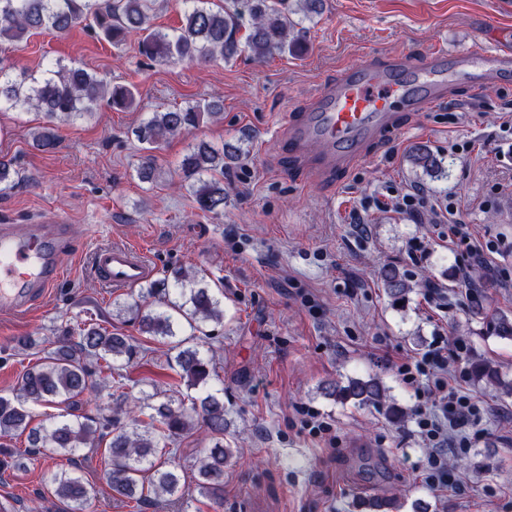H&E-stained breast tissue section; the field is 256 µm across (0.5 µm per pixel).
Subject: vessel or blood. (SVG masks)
Instances as JSON below:
<instances>
[{"label":"vessel or blood","mask_w":512,"mask_h":512,"mask_svg":"<svg viewBox=\"0 0 512 512\" xmlns=\"http://www.w3.org/2000/svg\"><path fill=\"white\" fill-rule=\"evenodd\" d=\"M512 69V44L494 49L474 46L437 52L422 60L379 57L362 61L336 82L323 86L301 112L283 127L290 155L305 157L311 143L324 146L308 158L319 175L340 173L365 154L367 144L396 129L403 112H416L447 98L459 75L478 90ZM74 227L50 217L38 224H0V313L28 312L34 299L57 286L63 274L60 254L73 238ZM92 264L114 288H131L152 272L147 259L126 245L95 249Z\"/></svg>","instance_id":"1"}]
</instances>
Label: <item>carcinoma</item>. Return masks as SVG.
I'll list each match as a JSON object with an SVG mask.
<instances>
[{
	"label": "carcinoma",
	"mask_w": 512,
	"mask_h": 512,
	"mask_svg": "<svg viewBox=\"0 0 512 512\" xmlns=\"http://www.w3.org/2000/svg\"><path fill=\"white\" fill-rule=\"evenodd\" d=\"M102 8L97 0H0V45L21 42L39 30L60 35L78 24L92 19L101 38L115 46L130 38L137 40L138 52L150 61L172 60L208 63L231 60L247 51L256 60L275 54L301 51L304 30L301 13L310 18L321 13L322 0H182L184 12L181 26L164 32L153 23V0H105ZM251 19V28L240 37V20ZM116 110L138 107L134 91L122 84L111 83L78 64L49 62L41 76L24 70L13 73L0 58V109L19 106L34 109L46 117V123L33 133L36 147L43 152L55 150L59 144L55 121L91 116L100 102ZM224 100L215 96L203 102L154 112L137 130L136 137L147 155L137 169L140 180L156 181L153 151L169 139L205 120H222ZM245 151L239 145L226 143L217 148L206 141L191 146L182 157L178 170L181 182L188 186L196 209L220 216L228 197L224 192V171L236 168ZM413 164L426 173L439 169L435 156L425 145L414 148ZM17 173V161L0 156V186L8 190L15 185L11 174ZM387 296L396 304L406 300L413 285L395 266L381 271ZM176 287L177 300L167 301V310L137 313L142 333L158 337L174 352V363L180 380L189 388L208 383L213 376V358H205L200 350L202 325L220 324L224 320L221 303L195 272L182 266L165 271L141 290L142 297L165 296L169 286ZM471 315L490 325L495 335L512 340V318L492 309L481 295L470 304ZM59 345L24 372L18 393L9 399L0 397V436L28 433L34 447L46 456H73L86 448L98 452L95 442L107 441L108 482L112 496L118 500L176 501L188 496L189 482L199 494L211 499L224 496V464L233 449L224 447L227 421L224 402L209 393L191 410L175 407L170 402L151 406L150 424L140 426L136 416L122 421L119 413L110 411L98 418L74 414L84 397L98 389L93 376L101 365L112 369L118 360L131 362L138 351L126 336L108 335L94 323H78L64 330ZM471 377L477 383L512 396V380L489 363L474 364ZM324 395L338 402L358 406H374L385 410L393 420L401 418V410L390 402L389 389L380 377L329 382ZM55 403L65 408L51 424L34 423L26 404ZM200 431L212 442L208 452L190 470L178 469L165 457L163 449L182 433ZM54 495L70 504L69 512H88L96 491L85 482L78 468L57 470L51 480ZM405 502L397 495L360 498L352 502L354 512H401Z\"/></svg>",
	"instance_id": "cac0c4a2"
}]
</instances>
